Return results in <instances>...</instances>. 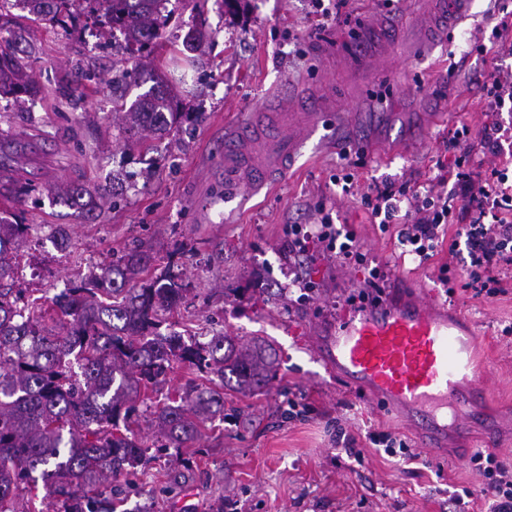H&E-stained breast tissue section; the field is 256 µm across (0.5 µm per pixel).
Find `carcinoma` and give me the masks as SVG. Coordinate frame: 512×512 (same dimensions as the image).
<instances>
[{"label": "carcinoma", "instance_id": "cac0c4a2", "mask_svg": "<svg viewBox=\"0 0 512 512\" xmlns=\"http://www.w3.org/2000/svg\"><path fill=\"white\" fill-rule=\"evenodd\" d=\"M42 17L55 23L80 14L119 27L142 52L160 38L165 24L157 0H37ZM40 94L11 38L0 41V96ZM195 112H179L162 77L122 113L126 131L145 152L152 137L173 129ZM56 202L93 213L102 190L71 183L50 187ZM28 225L0 217V512H18L22 489L43 484L52 512H116L120 502L107 488L154 458L136 434V403L156 391L176 364L210 377L212 387L188 384L176 399L155 405L158 450L182 449L202 428L224 414V386L252 395L276 378L280 359L259 338L242 342L216 333L186 343L164 335L185 288L169 272L148 280L155 262L148 253L126 251L52 298V324L29 313L5 283L14 279L13 253ZM78 370H72L70 355Z\"/></svg>", "mask_w": 512, "mask_h": 512}]
</instances>
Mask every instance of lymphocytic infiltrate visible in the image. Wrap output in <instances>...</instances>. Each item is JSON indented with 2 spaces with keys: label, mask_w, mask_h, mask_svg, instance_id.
I'll return each instance as SVG.
<instances>
[{
  "label": "lymphocytic infiltrate",
  "mask_w": 512,
  "mask_h": 512,
  "mask_svg": "<svg viewBox=\"0 0 512 512\" xmlns=\"http://www.w3.org/2000/svg\"><path fill=\"white\" fill-rule=\"evenodd\" d=\"M481 92L490 120L475 135L465 125L449 130L448 146L456 154L439 174V188L414 191L388 180L370 185L362 197L371 216L383 224L404 216L401 235L423 263L444 242L446 225H456L454 238L444 243L450 254L466 253L467 286L478 294L488 288L503 292V281L512 272V125L497 118L498 112L512 106V72H499ZM487 154L497 158V165L476 164V156ZM448 182L455 185L449 196L441 190ZM286 233L290 257L309 256L316 245L323 256H337L342 263L363 261L354 245L342 241V229L329 218L288 225ZM471 461L488 479L491 512H512V471L492 453L475 452Z\"/></svg>",
  "instance_id": "f902f5d3"
}]
</instances>
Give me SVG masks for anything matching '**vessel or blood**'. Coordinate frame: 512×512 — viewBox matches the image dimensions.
Returning <instances> with one entry per match:
<instances>
[{
    "mask_svg": "<svg viewBox=\"0 0 512 512\" xmlns=\"http://www.w3.org/2000/svg\"><path fill=\"white\" fill-rule=\"evenodd\" d=\"M467 0H425L423 15L440 21L456 17ZM396 22L407 33L400 53L386 45L369 42V29L358 33L359 45L346 50H327L328 70L350 87L346 99L329 95L315 98L304 111H296L292 97L281 98L277 104L283 134L277 153L278 161H286L299 144L301 133L309 131L320 118L335 114L338 145L355 141L363 124L357 110L363 89L361 75L366 68L378 71H400L403 58L424 50L429 44L421 17L406 14ZM249 131L236 129L224 140V153L229 166L241 168L252 162L248 143ZM47 167L44 154L37 148L4 150L0 165L13 174H21L22 160ZM255 163V162H252ZM258 177H246L238 186L252 190L258 181H270L274 169L267 161L255 163ZM399 287L374 292L371 297L356 301L352 311L342 318L320 322L313 341L337 377L349 388L363 390L372 402H383L400 408L406 423L419 432L423 447H447L449 431L440 423L438 411L461 402L458 390L461 377H470L472 396L484 394L479 376L470 375L471 359L468 344L449 323L444 308L424 290H415L408 299L400 298Z\"/></svg>",
    "mask_w": 512,
    "mask_h": 512,
    "instance_id": "1",
    "label": "vessel or blood"
}]
</instances>
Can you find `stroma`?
<instances>
[{
  "instance_id": "35a3bbf8",
  "label": "stroma",
  "mask_w": 512,
  "mask_h": 512,
  "mask_svg": "<svg viewBox=\"0 0 512 512\" xmlns=\"http://www.w3.org/2000/svg\"><path fill=\"white\" fill-rule=\"evenodd\" d=\"M360 20L384 11L417 13L421 0H323ZM495 0H471L455 28L439 37L428 55L405 62L397 82L370 75L369 93L386 112L425 107L438 115L423 143L395 155L372 148L368 138L337 148L336 118L322 119L299 147L294 163L272 184L236 192L224 173V131L247 124L273 97L298 88L306 95L331 89L321 43L352 42L349 26L318 23L310 0H242L238 13L221 0L196 12L191 0H167L170 18L155 54L172 94L197 122L154 140L140 153L112 119L113 103H132L153 84L151 71L126 46L123 35L105 34L94 18L77 26L52 25L38 14L0 4V38L26 30L18 49L40 86L34 99L0 98V137L34 141L63 182L111 186L113 200L91 219L56 204L42 174L26 172L33 190L6 205L29 226L16 259L13 286L49 309L51 299L88 275L113 253L133 248L153 252L157 265L173 263L187 289L171 316L184 341L221 332L242 340L258 337L281 356L275 380L242 396L224 392V415L197 441L189 466L170 464L168 452L138 468L131 481L114 482L126 512H452V496L467 495L465 512H487L485 480L471 461L487 438L512 466V289L493 297L463 290L461 261L439 246L426 263L405 254L397 225L374 223L361 202L370 183L396 180L415 187L448 160L449 128L465 124L478 132L485 120L481 87L493 66ZM205 34L189 68L178 65L189 27ZM352 174L343 193L337 176ZM346 225L355 245L371 259L392 264L396 275L431 290L449 315L475 334L479 370L489 389L474 402L456 447L430 456L428 465L372 444L373 432H388L418 452V439L388 406L364 402L346 390L311 341L322 316L333 314L342 291L359 293L368 267L341 266L318 258L308 267L309 296L293 286L286 259L285 225L312 224L320 212ZM70 227L58 247L55 225ZM446 281H439V273ZM207 385L206 375L178 365L150 402L138 404V434L154 446L156 401L188 382ZM296 409H289L288 399ZM355 441L356 453L337 444V431Z\"/></svg>"
}]
</instances>
